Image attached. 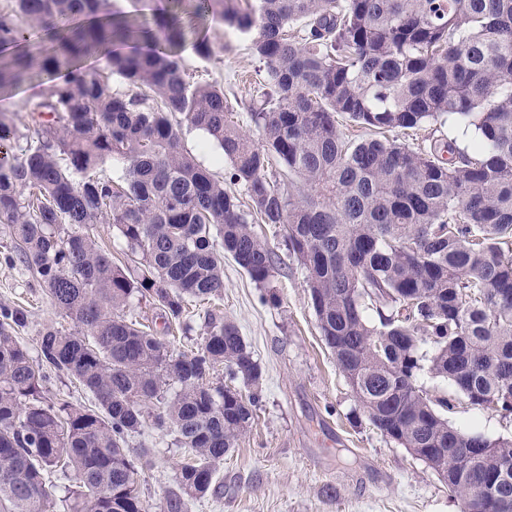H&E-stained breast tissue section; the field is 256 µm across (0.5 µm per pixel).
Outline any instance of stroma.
Returning a JSON list of instances; mask_svg holds the SVG:
<instances>
[{
    "label": "stroma",
    "mask_w": 512,
    "mask_h": 512,
    "mask_svg": "<svg viewBox=\"0 0 512 512\" xmlns=\"http://www.w3.org/2000/svg\"><path fill=\"white\" fill-rule=\"evenodd\" d=\"M212 54L181 52L185 69L216 81L245 101L256 82L251 35L205 26ZM53 75L0 90V111L25 132L28 109L50 92ZM280 260L270 287L262 288L232 260L224 262L221 310L233 321L261 368L262 397L249 431L224 458L215 492L188 500L184 512H459L448 485L401 445L382 435L360 408L325 346L311 305L306 273L288 251L282 226L255 227ZM0 301L24 304L30 324L21 341L33 345L43 325L73 328L48 302L21 265L0 266ZM420 382L447 392L455 408L449 423L491 439L512 436V417L471 405L451 384L430 375ZM141 439L156 454L135 478L147 512H159L176 487L179 448L169 433L146 427Z\"/></svg>",
    "instance_id": "1"
}]
</instances>
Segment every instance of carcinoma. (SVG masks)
Wrapping results in <instances>:
<instances>
[{
    "label": "carcinoma",
    "mask_w": 512,
    "mask_h": 512,
    "mask_svg": "<svg viewBox=\"0 0 512 512\" xmlns=\"http://www.w3.org/2000/svg\"><path fill=\"white\" fill-rule=\"evenodd\" d=\"M122 14L108 0H5L0 87L64 74L29 108L26 147L0 158L7 266L32 272L67 330L46 324L31 355L18 337L30 311L0 302V512H53L44 473L71 470L69 512H145L129 440L147 421L184 450L162 512L203 497L248 431L260 369L234 322L207 307L224 292L229 255L259 286L277 273L256 224L283 226L307 273L325 345L372 425L403 448H428L460 512H512V438L448 422L426 372L478 407L512 417V0H165ZM253 33L267 79L248 106L252 139L216 82L196 81L177 51L209 56L195 22ZM47 42L33 54L29 47ZM111 50L102 67L84 58ZM372 135L344 140L336 116ZM454 120L474 127L414 149L388 132ZM204 131L229 167L219 179L183 143ZM115 159L121 183L102 176ZM280 177L288 188L272 181ZM108 222L131 263L98 241ZM165 313L190 302L204 336L189 353L129 319L131 300ZM65 377L90 405L46 395ZM462 448H478L466 455Z\"/></svg>",
    "instance_id": "obj_1"
}]
</instances>
